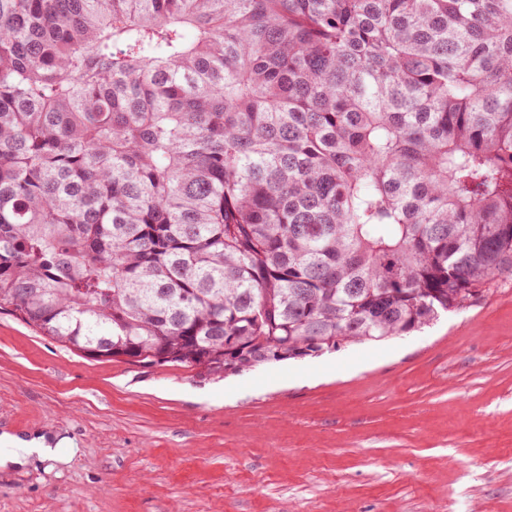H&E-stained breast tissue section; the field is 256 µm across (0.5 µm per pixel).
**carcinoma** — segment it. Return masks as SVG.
<instances>
[{"label":"carcinoma","mask_w":512,"mask_h":512,"mask_svg":"<svg viewBox=\"0 0 512 512\" xmlns=\"http://www.w3.org/2000/svg\"><path fill=\"white\" fill-rule=\"evenodd\" d=\"M512 276V0H0V310L237 375Z\"/></svg>","instance_id":"carcinoma-1"}]
</instances>
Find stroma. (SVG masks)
Wrapping results in <instances>:
<instances>
[{
    "label": "stroma",
    "instance_id": "obj_1",
    "mask_svg": "<svg viewBox=\"0 0 512 512\" xmlns=\"http://www.w3.org/2000/svg\"><path fill=\"white\" fill-rule=\"evenodd\" d=\"M0 512H512V279L408 336L205 377L96 360L0 310ZM69 440L65 437L35 436L23 438L4 433L0 435V467L24 466L32 454L55 460L67 461L66 450Z\"/></svg>",
    "mask_w": 512,
    "mask_h": 512
}]
</instances>
